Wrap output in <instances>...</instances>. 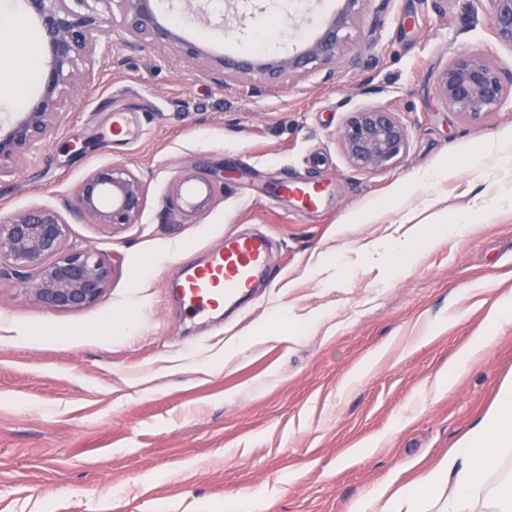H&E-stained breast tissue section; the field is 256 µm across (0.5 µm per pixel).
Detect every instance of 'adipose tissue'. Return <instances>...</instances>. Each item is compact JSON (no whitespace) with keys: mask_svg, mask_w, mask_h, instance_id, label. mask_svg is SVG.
I'll return each instance as SVG.
<instances>
[{"mask_svg":"<svg viewBox=\"0 0 512 512\" xmlns=\"http://www.w3.org/2000/svg\"><path fill=\"white\" fill-rule=\"evenodd\" d=\"M512 321V294L487 313V329L456 352L438 381L446 388L491 346V331ZM512 452V382L503 383L492 409L476 429L449 449L419 482L379 490L353 504L351 512H512V486L490 488L487 476L501 455Z\"/></svg>","mask_w":512,"mask_h":512,"instance_id":"1","label":"adipose tissue"}]
</instances>
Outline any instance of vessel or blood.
<instances>
[{"mask_svg":"<svg viewBox=\"0 0 512 512\" xmlns=\"http://www.w3.org/2000/svg\"><path fill=\"white\" fill-rule=\"evenodd\" d=\"M269 274L266 238L228 235L222 248L210 253L203 263L184 269L174 286L186 314L204 318L218 308L235 307Z\"/></svg>","mask_w":512,"mask_h":512,"instance_id":"obj_1","label":"vessel or blood"}]
</instances>
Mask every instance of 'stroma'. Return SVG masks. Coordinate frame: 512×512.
<instances>
[{
  "mask_svg": "<svg viewBox=\"0 0 512 512\" xmlns=\"http://www.w3.org/2000/svg\"><path fill=\"white\" fill-rule=\"evenodd\" d=\"M340 0H228L224 26L181 0L157 21L213 56L281 57L314 39ZM375 43L357 64L259 84L225 81L206 61L109 46L49 144L0 182V218L57 205L91 170L125 164L144 183L137 223L71 225L112 265L103 297L57 312L0 281V512H350L388 483L418 480L473 430L512 378V323L455 382L439 376L512 292V101L481 122L440 101L436 75L461 50L512 80L485 0H370ZM33 21L0 35L18 73ZM381 105L409 130L392 169L346 157L351 112ZM138 131L112 137V115ZM216 183L192 221L168 213L173 186ZM319 189L301 208L284 184ZM467 233L433 239L438 216ZM267 235L271 287L232 317L190 318L170 282L227 235ZM426 238L402 272L367 255Z\"/></svg>",
  "mask_w": 512,
  "mask_h": 512,
  "instance_id": "35a3bbf8",
  "label": "stroma"
}]
</instances>
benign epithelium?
Masks as SVG:
<instances>
[{"label": "benign epithelium", "instance_id": "benign-epithelium-1", "mask_svg": "<svg viewBox=\"0 0 512 512\" xmlns=\"http://www.w3.org/2000/svg\"><path fill=\"white\" fill-rule=\"evenodd\" d=\"M24 2L40 28L48 61L40 95L26 105L6 132H0V180L14 176L19 160L50 141L73 95L94 79L95 60L103 52L101 7L118 11L129 45L149 43L174 48L192 60L205 58L225 80L247 74L261 82H274L286 74L332 68L341 61L355 64L362 46L370 44V40L360 42L352 35L370 0H344L302 52L275 58H208L200 46L185 40L176 29L157 23L152 0ZM485 2L495 37L512 46V0ZM436 85L446 108L470 122L499 111L512 98V84H506L498 68L480 53L455 54L438 72ZM340 141L354 167L382 172L405 154L409 132L397 113L373 105L350 113ZM211 197L210 185L206 193L189 198L177 187L167 198V210L189 220L209 206ZM143 204V183L132 170L118 163L93 169L61 205L34 206L0 220V279L18 276L26 300L58 312L96 303L105 293L112 267L92 247L73 243L69 225L90 221L113 229L134 224Z\"/></svg>", "mask_w": 512, "mask_h": 512}]
</instances>
